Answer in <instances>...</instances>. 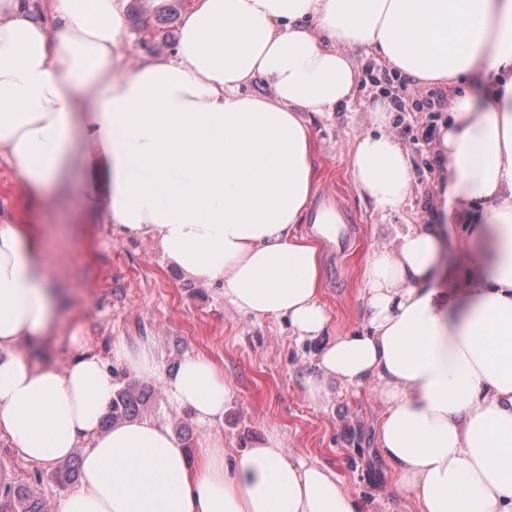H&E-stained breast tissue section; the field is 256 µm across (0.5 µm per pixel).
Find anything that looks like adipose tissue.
<instances>
[{"mask_svg":"<svg viewBox=\"0 0 512 512\" xmlns=\"http://www.w3.org/2000/svg\"><path fill=\"white\" fill-rule=\"evenodd\" d=\"M125 2L0 0V158L17 181L57 200L83 172L87 211L120 235L223 283L238 312L288 319L316 345L312 402L379 384L378 446L418 512H512V0H195L161 59L132 53ZM356 49L448 87L450 118L427 222L368 255L364 331L331 338L320 246L298 226L317 187L310 118L354 100ZM368 111L351 180L399 215L413 166L387 102ZM60 305L38 241L0 221V440L34 467L80 453L55 512H357L275 430L192 457L152 419L103 428L115 384L82 327L66 366L22 349L48 341ZM112 350L199 422L223 419L233 391L211 359L168 377L151 346Z\"/></svg>","mask_w":512,"mask_h":512,"instance_id":"ef3b65f1","label":"adipose tissue"}]
</instances>
